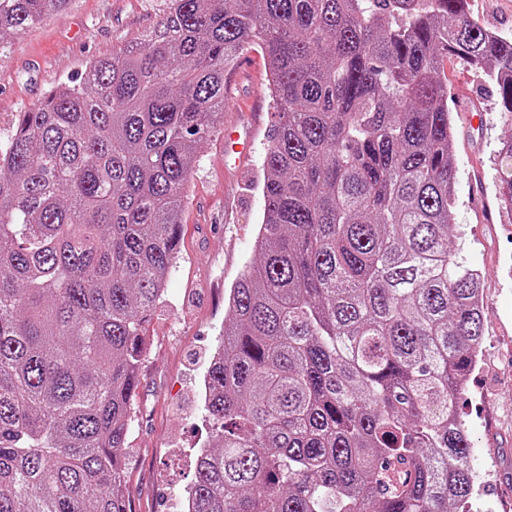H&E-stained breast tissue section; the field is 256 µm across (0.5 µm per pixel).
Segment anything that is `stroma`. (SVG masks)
Wrapping results in <instances>:
<instances>
[{
	"mask_svg": "<svg viewBox=\"0 0 512 512\" xmlns=\"http://www.w3.org/2000/svg\"><path fill=\"white\" fill-rule=\"evenodd\" d=\"M165 0H70L0 51V142L17 115L58 85L78 78L100 53L138 39L162 19ZM454 109V239L467 264L484 276V331L477 367L458 398L473 454L485 475L483 512H506L487 487L512 480V213L494 187L493 158L512 138V115L502 112L491 83L467 64L444 61ZM224 120L252 128L254 153L242 167L228 163L222 133L201 142L187 187L180 256L164 298L146 329L147 350L129 436L127 493L133 512H181L193 479L194 455L211 440L199 392L208 356L227 316L224 295L253 257L264 201L262 162L272 132L255 124L272 112L267 77L225 80Z\"/></svg>",
	"mask_w": 512,
	"mask_h": 512,
	"instance_id": "obj_1",
	"label": "stroma"
}]
</instances>
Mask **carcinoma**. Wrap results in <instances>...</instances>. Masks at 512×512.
<instances>
[{"label":"carcinoma","instance_id":"obj_1","mask_svg":"<svg viewBox=\"0 0 512 512\" xmlns=\"http://www.w3.org/2000/svg\"><path fill=\"white\" fill-rule=\"evenodd\" d=\"M69 0H0V46ZM259 47L278 124L254 258L202 381L190 512H472L456 400L483 277L449 249L443 60L512 114V34L468 0H169L0 145V512H131L146 323L224 74ZM512 209V139L495 160Z\"/></svg>","mask_w":512,"mask_h":512}]
</instances>
